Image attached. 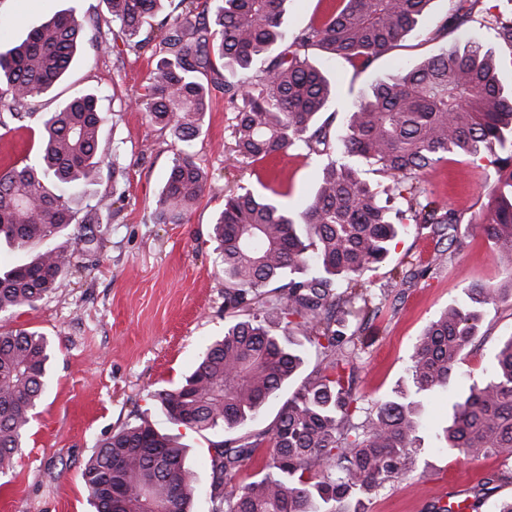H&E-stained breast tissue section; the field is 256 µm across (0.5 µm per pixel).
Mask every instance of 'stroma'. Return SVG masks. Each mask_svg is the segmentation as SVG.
I'll list each match as a JSON object with an SVG mask.
<instances>
[{
	"label": "stroma",
	"mask_w": 512,
	"mask_h": 512,
	"mask_svg": "<svg viewBox=\"0 0 512 512\" xmlns=\"http://www.w3.org/2000/svg\"><path fill=\"white\" fill-rule=\"evenodd\" d=\"M338 0H288L282 28L287 33L329 14ZM455 0H431L423 24L368 70L344 58L314 60L336 83L329 111L340 113L377 78L397 64L433 55L440 48L475 41L491 51L497 77L512 89V42L502 36L512 22V0H472L467 22L437 35ZM74 9L97 17L107 49L85 42L65 78L37 105L50 112L81 90L96 91L102 112L115 116L105 125L104 153L119 151L125 168V200L109 217L95 256H77L54 292L35 307L0 315V327L41 333L52 345L43 401L30 421L26 444L11 473L0 474V512H94L82 472L97 443L122 426L147 419L156 428L172 426L156 401L189 375L203 349L223 336L224 275L211 235L225 194L245 187L264 194L279 191L281 203L302 209L318 182L320 160L288 150L258 163L233 151L232 114L224 92L212 91L205 132L192 148L195 162L209 174L206 190L185 221L152 223L150 214L172 164L167 133L152 124L141 98L152 68L150 49L115 55V37L105 0H0V46L26 37L55 14ZM490 155L471 160L449 157L430 169L425 185L469 231L458 242L408 225L393 244L389 264L368 272L364 286L384 304L375 337L356 360V392L363 407L411 390L410 356L418 336L448 305L461 300L479 281L497 285L505 272L494 247L478 226L492 200ZM411 262L426 272L413 284L393 279L392 264ZM512 337V305L490 304L479 336L465 350L449 394L423 399L422 426L411 471L387 481L363 504L364 512H432L433 504L457 491L472 493L484 475L500 471L503 459L471 458L438 447L448 425L452 395L487 380L500 346ZM218 431L187 434L188 458L197 475L194 512H212L210 442Z\"/></svg>",
	"instance_id": "1"
}]
</instances>
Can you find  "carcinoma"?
<instances>
[{"label":"carcinoma","mask_w":512,"mask_h":512,"mask_svg":"<svg viewBox=\"0 0 512 512\" xmlns=\"http://www.w3.org/2000/svg\"><path fill=\"white\" fill-rule=\"evenodd\" d=\"M163 2L108 0L127 47L155 43L144 109L177 146L153 223H181L206 189L208 173L191 148L214 88L234 113L238 156L257 162L295 147L327 162L300 212L250 189L224 196L213 233L229 321L185 382L159 392L157 401L179 428L224 432L210 443L213 512H362L361 496L414 465L417 397L448 389L479 334L484 306L512 302V91L499 83L494 60L478 43L453 45L377 79L347 108L334 145L332 120L321 119L332 84L309 50L319 47L366 70L421 24L431 0H340L341 8L290 36L281 28L287 0H180L182 13L155 28ZM87 29L86 19L62 14L0 51V104L19 127L33 122L39 131L35 158L0 173V240L17 250L47 244L29 259L0 266V313L52 294L77 245L100 243V214L125 199L124 168L114 153L110 188L81 218L72 206V194L97 184L104 164L100 137L108 117L95 91L77 92L52 112L34 104L68 71ZM257 61L252 78L223 75ZM207 73L212 78L205 82ZM493 148L500 155L481 227L509 280L470 285L465 298L431 321L411 356L414 394L399 391L364 418L355 361L380 305L359 291L361 282L387 259L407 222L457 241L459 218L431 196L424 174L450 156L476 158ZM358 161L390 183L369 184ZM274 324L282 334L272 332ZM308 345L320 357L315 374L268 428L250 429L297 376ZM50 357L40 333L0 331V474L23 448ZM452 409L442 449L512 458V337L490 379ZM249 467L256 468L249 479L224 488ZM82 478L95 512H191L196 491L185 445L147 420L101 440Z\"/></svg>","instance_id":"obj_1"}]
</instances>
